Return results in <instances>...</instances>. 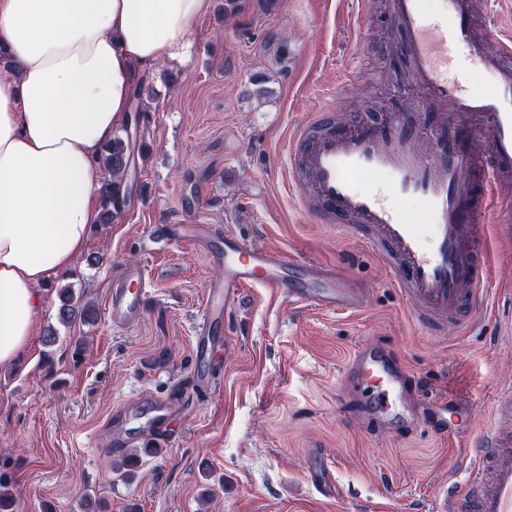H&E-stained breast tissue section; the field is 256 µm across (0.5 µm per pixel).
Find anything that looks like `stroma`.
Returning a JSON list of instances; mask_svg holds the SVG:
<instances>
[{
	"mask_svg": "<svg viewBox=\"0 0 512 512\" xmlns=\"http://www.w3.org/2000/svg\"><path fill=\"white\" fill-rule=\"evenodd\" d=\"M211 0L191 34L196 52L151 81L122 214L94 225L73 267L47 286L41 314L57 339L37 334L21 360L0 367V480L10 512H438L442 486L462 475L459 448L426 430L378 432L350 413L338 385L346 356L377 339L425 385L467 413L475 444L490 424L499 384L512 382V245L487 238L491 272L460 334L417 321L361 234L318 224L283 181L288 128L322 107L351 120L386 113L410 75L382 57L396 32L383 13L348 28L351 0H283L261 13L241 0L225 18ZM356 66L355 84L339 72ZM209 224L284 257L336 267L367 291L361 314H332L264 288L216 327L207 358L194 341L205 289L223 269L183 240L155 242L156 224ZM144 268L146 310L114 327L112 281ZM70 287L94 323L57 319ZM172 411L158 451L140 453L132 478L116 472L118 421L153 400ZM331 468L335 498L308 481L310 459Z\"/></svg>",
	"mask_w": 512,
	"mask_h": 512,
	"instance_id": "1",
	"label": "stroma"
}]
</instances>
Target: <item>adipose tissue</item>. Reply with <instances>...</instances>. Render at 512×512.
Masks as SVG:
<instances>
[{"label": "adipose tissue", "mask_w": 512, "mask_h": 512, "mask_svg": "<svg viewBox=\"0 0 512 512\" xmlns=\"http://www.w3.org/2000/svg\"><path fill=\"white\" fill-rule=\"evenodd\" d=\"M210 0H0V365L35 336L49 281L98 219L94 159L139 81L189 62Z\"/></svg>", "instance_id": "adipose-tissue-1"}]
</instances>
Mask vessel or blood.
Returning <instances> with one entry per match:
<instances>
[{
	"instance_id": "obj_1",
	"label": "vessel or blood",
	"mask_w": 512,
	"mask_h": 512,
	"mask_svg": "<svg viewBox=\"0 0 512 512\" xmlns=\"http://www.w3.org/2000/svg\"><path fill=\"white\" fill-rule=\"evenodd\" d=\"M384 9L399 34L387 58L408 67L424 120L411 125L387 114L342 123L334 111L318 110L288 130L285 178L315 223L363 230L420 316L459 330L486 278V214L494 216L496 237L512 241V32L493 33L489 0H434L430 7L424 0H385ZM476 71L488 78V92L470 91ZM413 199L426 204L430 225L410 222L403 204ZM153 233L206 248L224 266L223 280L206 289L195 336L200 355L218 347L213 325L248 287L285 290L297 302L332 312L356 314L366 305L358 283L334 268L289 260L233 235L212 246L210 225L159 224ZM143 278L142 268L130 267L113 281V326L139 321ZM340 383L356 416L375 429L403 436L425 425L441 440L452 437L448 417L459 414L456 402L425 395L422 382L380 341L348 356ZM169 419L168 405L155 403L144 423L126 433V444L164 439ZM480 447L465 478L449 480L445 512H512L511 383L497 392Z\"/></svg>"
}]
</instances>
